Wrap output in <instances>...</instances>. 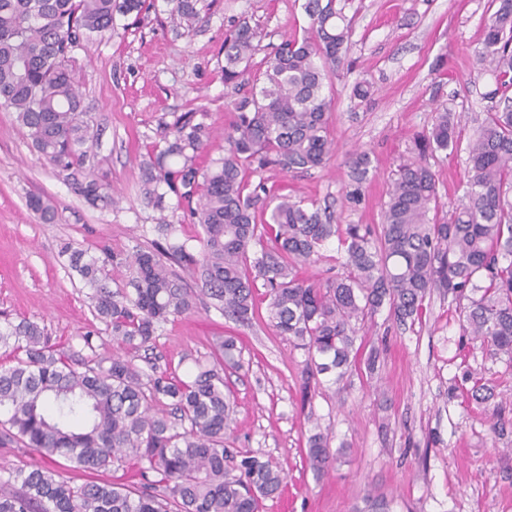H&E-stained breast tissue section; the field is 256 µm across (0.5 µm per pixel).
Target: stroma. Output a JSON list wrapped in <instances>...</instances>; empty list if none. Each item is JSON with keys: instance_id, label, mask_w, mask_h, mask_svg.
Here are the masks:
<instances>
[{"instance_id": "stroma-1", "label": "stroma", "mask_w": 512, "mask_h": 512, "mask_svg": "<svg viewBox=\"0 0 512 512\" xmlns=\"http://www.w3.org/2000/svg\"><path fill=\"white\" fill-rule=\"evenodd\" d=\"M304 0H202L191 31L169 18L167 0L149 12L117 17L111 38L75 49L70 68L89 113L90 165L112 189V204L92 207L32 147L12 111L0 108V326L26 319L53 343L81 358H111L120 345L90 307L89 290L72 278L59 252L107 248L119 257L160 242L156 227L175 225L173 240L197 233L185 205L166 194L162 205L141 191V164L185 113L208 129V149L224 146L236 98L224 84V36L239 23L260 34L259 53L309 26ZM490 0H336L351 22L346 65L331 80V133L336 154L323 168L297 174L265 171L268 183L329 206L336 223L381 222L398 166L414 159V139L429 130L434 108L447 106L468 141L499 104L493 73L474 61ZM368 88L367 97L352 93ZM367 150L371 166L352 204L347 154ZM465 151L436 159L440 215L463 202ZM51 201L54 223H40L29 195ZM234 334L241 369L227 372L236 401L225 445L272 458L287 479L262 512H366L371 499L390 512H512V443L490 431L493 402H474L455 388L463 371L512 402V372L478 344L460 349L455 305L433 296L421 324L397 329L388 311L366 327L379 350L375 374L353 372L331 390L300 404L297 379L305 353L277 335L266 314L242 326L225 320L206 298L160 325L147 361L186 375L213 357L216 337ZM332 436L341 454L324 477L307 462L312 425Z\"/></svg>"}]
</instances>
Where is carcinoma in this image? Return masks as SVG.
Returning a JSON list of instances; mask_svg holds the SVG:
<instances>
[{
	"label": "carcinoma",
	"mask_w": 512,
	"mask_h": 512,
	"mask_svg": "<svg viewBox=\"0 0 512 512\" xmlns=\"http://www.w3.org/2000/svg\"><path fill=\"white\" fill-rule=\"evenodd\" d=\"M200 0H169L170 18L192 30ZM475 62L489 68L497 88L512 89V0H490ZM146 0H0V108L12 110L34 149L65 175L90 205L112 196L87 168L90 120L69 67L70 54L94 38L112 36L115 17L141 15ZM310 27L282 41L256 64L259 32L240 23L224 37V84L243 96L233 103L222 155L202 166L209 138L204 125L182 117L165 145L141 167L145 199L162 189L186 203L199 227V253L187 242L137 253L128 287H111L106 250L66 246L68 268L93 290V312L110 327L123 353L109 365L87 356L74 363L36 323L0 330L9 360L0 364V445L36 451L39 464L0 477V512H260L280 494L286 477L270 458L224 447L234 401L224 371L241 367L236 336H219L214 362L182 377L145 373L136 363L152 349L159 324L189 312L198 293L175 267L198 273L201 294L224 318L249 324L258 301L280 336L306 353L298 390L311 402L324 381L359 366L361 327L382 309L411 329L435 291L458 304L461 335L512 368V100L486 114L467 145L466 202L448 219L429 217L440 205L439 179L429 159L454 148L452 114L436 109L431 131L417 135V157L398 166L382 224H335L315 200L294 199L249 174L266 168L299 173L335 155L333 99L326 94L348 50L351 25L333 0H306ZM361 184L369 153L348 159ZM40 221L53 207L32 196ZM335 241L346 273L315 282L301 268ZM264 292H259V289ZM498 406L492 432L512 426ZM329 434L314 427L307 460L321 476L337 462ZM63 458L90 474L114 463L137 467L132 484L73 485L56 467Z\"/></svg>",
	"instance_id": "carcinoma-1"
}]
</instances>
